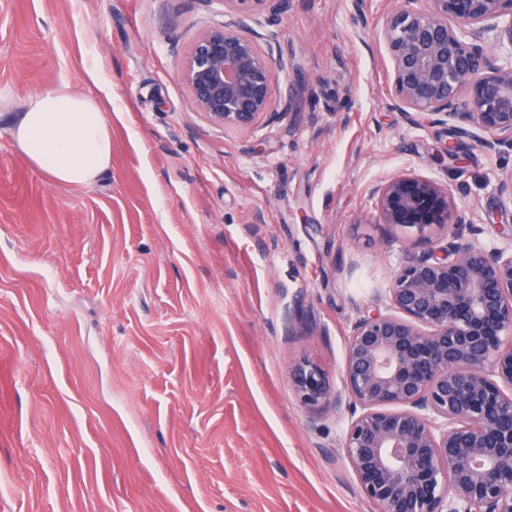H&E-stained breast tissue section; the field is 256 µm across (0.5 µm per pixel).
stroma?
<instances>
[{
	"instance_id": "1",
	"label": "stroma",
	"mask_w": 512,
	"mask_h": 512,
	"mask_svg": "<svg viewBox=\"0 0 512 512\" xmlns=\"http://www.w3.org/2000/svg\"><path fill=\"white\" fill-rule=\"evenodd\" d=\"M387 8L257 16L307 82L295 113L236 130L194 112L176 65L221 0H0V512H376L346 412L304 406L288 376L307 356L340 386L353 323L412 249L372 222L370 191L412 172L452 189L481 244L501 243L486 212L512 224L511 150L464 138L442 163L447 128L389 107ZM61 86L112 126L88 187L10 134Z\"/></svg>"
}]
</instances>
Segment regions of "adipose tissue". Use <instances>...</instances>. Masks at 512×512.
<instances>
[{
    "label": "adipose tissue",
    "instance_id": "1",
    "mask_svg": "<svg viewBox=\"0 0 512 512\" xmlns=\"http://www.w3.org/2000/svg\"><path fill=\"white\" fill-rule=\"evenodd\" d=\"M12 137L29 163L58 184L92 185L112 165V128L99 102L64 86L30 96Z\"/></svg>",
    "mask_w": 512,
    "mask_h": 512
}]
</instances>
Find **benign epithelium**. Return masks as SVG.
<instances>
[{
	"mask_svg": "<svg viewBox=\"0 0 512 512\" xmlns=\"http://www.w3.org/2000/svg\"><path fill=\"white\" fill-rule=\"evenodd\" d=\"M378 37L390 57L389 105L410 125L446 126L488 150L512 149V0H389ZM228 20L178 52L194 111L252 129L291 110L272 100L282 55L250 22L290 0H222ZM378 223L415 239L386 310L357 320L341 388L302 357L300 402L348 412L341 448L377 512H512V225L487 247L463 239L451 190L395 173L372 191ZM451 239L440 248L439 237Z\"/></svg>",
	"mask_w": 512,
	"mask_h": 512,
	"instance_id": "1",
	"label": "benign epithelium"
}]
</instances>
